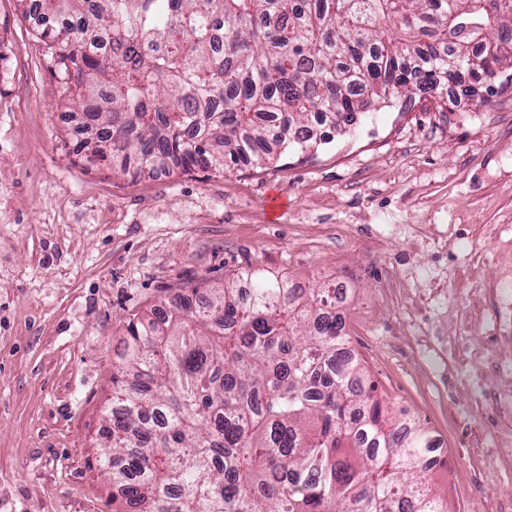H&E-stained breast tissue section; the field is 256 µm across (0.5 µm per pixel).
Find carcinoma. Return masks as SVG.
<instances>
[{
    "label": "carcinoma",
    "mask_w": 512,
    "mask_h": 512,
    "mask_svg": "<svg viewBox=\"0 0 512 512\" xmlns=\"http://www.w3.org/2000/svg\"><path fill=\"white\" fill-rule=\"evenodd\" d=\"M114 174L219 175L312 149L462 69L512 77L499 0H18ZM319 293L246 269L130 320L108 451L121 512H449Z\"/></svg>",
    "instance_id": "cac0c4a2"
}]
</instances>
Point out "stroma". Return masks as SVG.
Instances as JSON below:
<instances>
[{
  "mask_svg": "<svg viewBox=\"0 0 512 512\" xmlns=\"http://www.w3.org/2000/svg\"><path fill=\"white\" fill-rule=\"evenodd\" d=\"M413 95L218 175L78 162L55 59L0 0V512H115L99 458L131 319L252 266L342 284L351 345L433 431L450 512H512V85ZM287 205L271 221L270 197Z\"/></svg>",
  "mask_w": 512,
  "mask_h": 512,
  "instance_id": "stroma-1",
  "label": "stroma"
}]
</instances>
